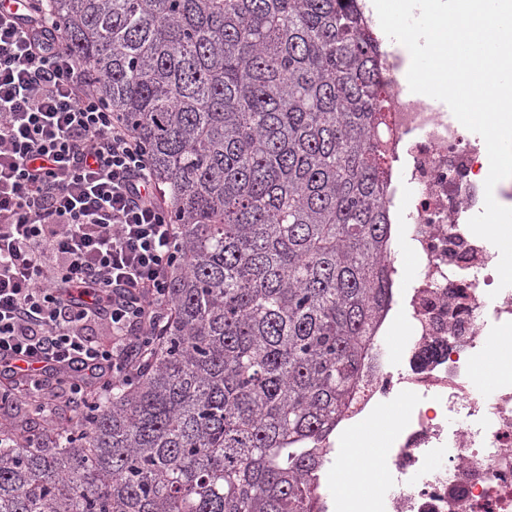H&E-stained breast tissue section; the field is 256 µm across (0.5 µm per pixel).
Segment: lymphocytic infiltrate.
<instances>
[{
  "label": "lymphocytic infiltrate",
  "mask_w": 512,
  "mask_h": 512,
  "mask_svg": "<svg viewBox=\"0 0 512 512\" xmlns=\"http://www.w3.org/2000/svg\"><path fill=\"white\" fill-rule=\"evenodd\" d=\"M0 2V376L8 397L86 400L135 377L171 314L180 251L147 153L33 0ZM101 326L109 340L85 331Z\"/></svg>",
  "instance_id": "f902f5d3"
}]
</instances>
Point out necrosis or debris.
<instances>
[{"label":"necrosis or debris","instance_id":"obj_1","mask_svg":"<svg viewBox=\"0 0 512 512\" xmlns=\"http://www.w3.org/2000/svg\"><path fill=\"white\" fill-rule=\"evenodd\" d=\"M386 124L403 159L389 202H402L401 234L415 274L394 307L409 328L403 364L376 344L354 414L404 396L385 464L382 512H512V383L474 372L492 354L497 327L512 325V289H499V251L468 221L484 206L485 143L425 95L402 96V60L385 67ZM439 344L425 363L415 359ZM460 426L449 429V418Z\"/></svg>","mask_w":512,"mask_h":512}]
</instances>
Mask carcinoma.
Here are the masks:
<instances>
[{
  "label": "carcinoma",
  "instance_id": "obj_1",
  "mask_svg": "<svg viewBox=\"0 0 512 512\" xmlns=\"http://www.w3.org/2000/svg\"><path fill=\"white\" fill-rule=\"evenodd\" d=\"M179 230L132 384L29 446L0 512H315L390 304L384 66L359 0H49Z\"/></svg>",
  "mask_w": 512,
  "mask_h": 512
}]
</instances>
